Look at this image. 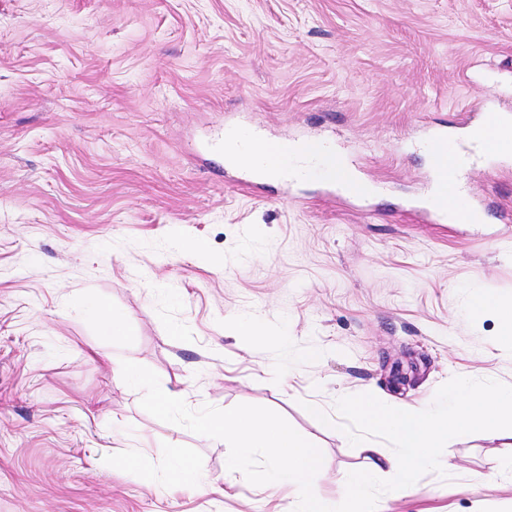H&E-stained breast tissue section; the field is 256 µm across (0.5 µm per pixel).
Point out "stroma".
Instances as JSON below:
<instances>
[{
	"label": "stroma",
	"mask_w": 512,
	"mask_h": 512,
	"mask_svg": "<svg viewBox=\"0 0 512 512\" xmlns=\"http://www.w3.org/2000/svg\"><path fill=\"white\" fill-rule=\"evenodd\" d=\"M485 112L512 115V0H0V512H290L244 479L169 492L105 464L186 445L224 482L223 441L147 413L126 360L190 408L282 415L332 504L366 453L310 401L512 386L497 318L468 310L512 300V155L471 150L459 193L484 220L460 224L423 153ZM232 127L331 142L375 192L254 178L208 147ZM97 301L125 335L100 336ZM441 453L454 470L406 493L378 476L380 512H512V447Z\"/></svg>",
	"instance_id": "obj_1"
}]
</instances>
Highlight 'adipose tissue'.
Instances as JSON below:
<instances>
[{
    "mask_svg": "<svg viewBox=\"0 0 512 512\" xmlns=\"http://www.w3.org/2000/svg\"><path fill=\"white\" fill-rule=\"evenodd\" d=\"M233 160L256 165L257 175L271 180L283 177L292 168L318 165L323 173L336 174L338 185L349 193L366 195L371 191L370 185L359 179L350 164H337L335 150L325 144L318 155L302 157L297 148L286 149L255 137L246 147L235 148ZM311 410L344 439H353L354 434L341 428L339 417L343 414L358 422L364 433L386 435L399 448L395 456L370 457L365 469L345 478L343 499L337 504L336 512H347L353 504L360 505L361 512H377L376 497L371 492L377 475L389 472L393 477V492L405 491L417 471L439 463V448L448 436L478 432L493 441L512 442V387L486 390L466 380L459 384L451 402L421 407L355 399L341 392L336 396L335 413L326 412L316 403Z\"/></svg>",
    "mask_w": 512,
    "mask_h": 512,
    "instance_id": "obj_1",
    "label": "adipose tissue"
}]
</instances>
